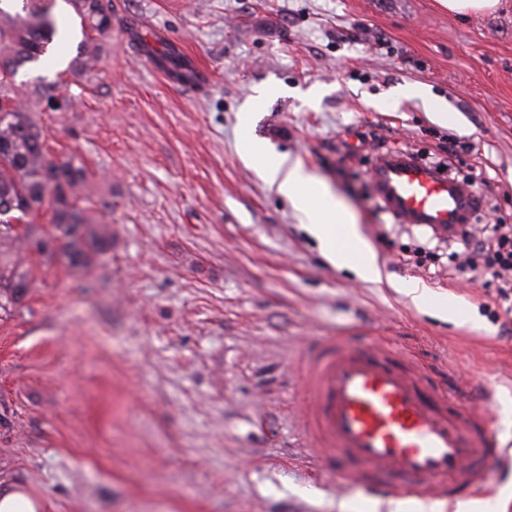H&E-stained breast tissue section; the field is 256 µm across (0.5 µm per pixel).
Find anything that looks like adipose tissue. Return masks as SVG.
<instances>
[{
  "label": "adipose tissue",
  "mask_w": 512,
  "mask_h": 512,
  "mask_svg": "<svg viewBox=\"0 0 512 512\" xmlns=\"http://www.w3.org/2000/svg\"><path fill=\"white\" fill-rule=\"evenodd\" d=\"M261 171L270 187L303 214L307 231L332 265L350 268L367 281L380 280V268L361 239L354 216L317 174L275 155L266 158Z\"/></svg>",
  "instance_id": "ef3b65f1"
}]
</instances>
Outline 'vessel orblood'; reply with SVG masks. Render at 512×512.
Listing matches in <instances>:
<instances>
[{"instance_id": "b4317fda", "label": "vessel or blood", "mask_w": 512, "mask_h": 512, "mask_svg": "<svg viewBox=\"0 0 512 512\" xmlns=\"http://www.w3.org/2000/svg\"><path fill=\"white\" fill-rule=\"evenodd\" d=\"M375 188L393 217L439 231L467 223L478 204L443 171L407 154L380 158ZM304 409L301 446L338 488L372 497L476 492L500 448L491 425L432 385L428 372L381 343L348 337L309 345L291 365Z\"/></svg>"}]
</instances>
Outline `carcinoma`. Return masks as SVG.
Returning <instances> with one entry per match:
<instances>
[{
  "instance_id": "obj_1",
  "label": "carcinoma",
  "mask_w": 512,
  "mask_h": 512,
  "mask_svg": "<svg viewBox=\"0 0 512 512\" xmlns=\"http://www.w3.org/2000/svg\"><path fill=\"white\" fill-rule=\"evenodd\" d=\"M79 18L82 38L69 62L74 74L92 73L103 46L112 38L110 0H66ZM48 0H0V314L10 315L33 287L29 257H63L85 267L109 245L97 217L79 207L86 170L74 157L48 158L47 134L15 91L18 70L45 60L56 49H69L71 36L58 28ZM159 65L183 82L196 79L192 69L170 51ZM49 212L50 230L36 219Z\"/></svg>"
}]
</instances>
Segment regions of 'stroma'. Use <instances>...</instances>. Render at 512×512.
<instances>
[{"instance_id":"1","label":"stroma","mask_w":512,"mask_h":512,"mask_svg":"<svg viewBox=\"0 0 512 512\" xmlns=\"http://www.w3.org/2000/svg\"><path fill=\"white\" fill-rule=\"evenodd\" d=\"M93 73L68 57L16 79L50 158L80 156L82 196L109 201L106 251L87 269L31 257L35 284L0 317V481L47 512H389L336 492L293 438L288 375L312 338L371 331L414 354L450 393L483 379L512 456V318L461 244L398 222L373 182L412 153L468 184L474 240L512 225V0L459 20L439 0H114ZM174 48L186 86L139 55ZM59 84L69 109L34 87ZM428 89L440 122L406 85ZM249 110L248 129L239 115ZM322 178L355 215L382 279L325 261L292 203L260 176L263 153ZM450 303L432 316L401 293ZM467 512H512V466Z\"/></svg>"}]
</instances>
